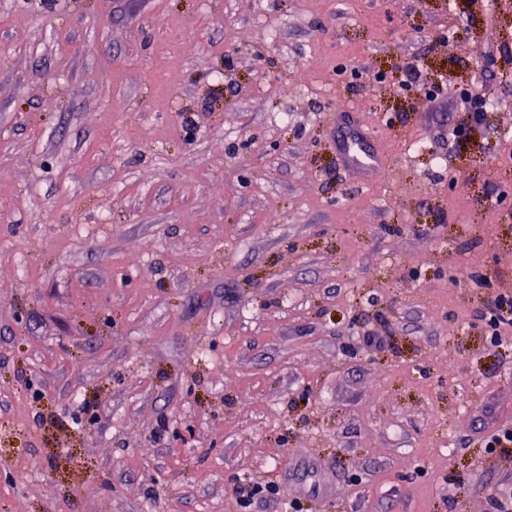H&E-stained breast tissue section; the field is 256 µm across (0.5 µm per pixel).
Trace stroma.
<instances>
[{
    "label": "stroma",
    "mask_w": 512,
    "mask_h": 512,
    "mask_svg": "<svg viewBox=\"0 0 512 512\" xmlns=\"http://www.w3.org/2000/svg\"><path fill=\"white\" fill-rule=\"evenodd\" d=\"M495 291L512 0H0V512H493ZM490 98L488 90L473 91L467 89L462 95V105L464 110L469 112L475 121H481L484 112H486V104L490 101ZM344 154L350 168L356 173L374 174L380 166L378 154L371 149L367 136L362 132L351 134ZM237 500L243 508H249L251 501L259 496L270 497L277 493V489L274 485H262L258 483L249 482L248 484H237L234 488Z\"/></svg>",
    "instance_id": "obj_1"
}]
</instances>
